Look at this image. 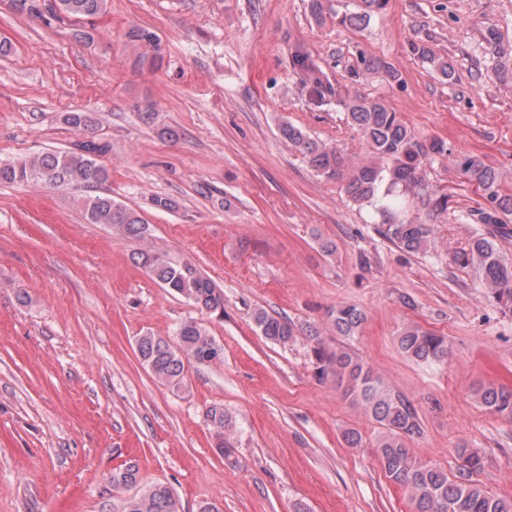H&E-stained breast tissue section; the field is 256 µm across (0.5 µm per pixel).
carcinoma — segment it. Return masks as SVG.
<instances>
[{
	"label": "carcinoma",
	"mask_w": 512,
	"mask_h": 512,
	"mask_svg": "<svg viewBox=\"0 0 512 512\" xmlns=\"http://www.w3.org/2000/svg\"><path fill=\"white\" fill-rule=\"evenodd\" d=\"M360 10L345 13L341 25H361L380 12L388 0H359ZM108 0H55L58 12L72 17L94 16L107 10ZM491 50L506 60L512 49L504 46L494 29L486 37ZM414 54L424 58L442 77L448 79L452 66L448 60L432 54L422 42L411 44ZM289 65L307 89L309 100L317 107L332 103L346 111L348 124L371 148L373 160L355 167L348 166L345 154L336 145L320 143L300 128L285 123L281 135L288 146L298 150L308 164L321 176L342 182L347 197L357 203L379 202L384 236L406 253H420L430 243L429 225L412 217L406 207L407 198L418 199L432 215L448 211V195L433 190L426 180L425 166L451 150L436 137L415 134L382 99L361 95L344 97L339 85L316 66L308 48L295 45L289 54ZM366 74H380L387 81L398 80V72L387 62L372 54H359L358 66L349 72L350 79ZM65 121L78 129L85 140L65 151L36 153L18 160H0V183L32 184L48 188H67L78 192L75 202L90 224H102L112 232L131 240L144 241L151 236L148 222L134 209L107 194L84 196L85 188L106 184L110 175L98 157L109 151V145L93 139L97 121L88 112H70ZM458 174L478 184L485 192L486 205L478 211L482 224H498L501 233H508L502 215L512 214V198L495 189L491 168L476 156L455 161ZM137 264L161 287L180 295L206 313L224 312V294L215 283L188 263L175 261L167 254L145 246L136 252ZM461 264L475 270L486 295L500 307L512 310V263L500 254L494 241L475 239L469 251L458 257ZM336 334L353 339L366 320L365 312L355 305L342 303L329 313ZM256 328L267 340L286 346L295 338V325L287 318L274 316L264 309L253 314ZM171 342L161 336L145 333L136 340V350L143 365L160 383L180 388L184 383L185 362H206L214 340L194 320L184 321ZM312 351L322 376L333 375L344 397L361 406L366 416L382 428L377 441V456L386 478L407 490L413 512H512V500L490 494L476 479L484 466L482 454L475 448L457 449L458 459L453 477L443 468L417 459L406 440L421 434V422L412 404L391 392L383 380L361 359L346 348L331 350L310 332ZM400 352L416 362H440L448 356L445 337L432 334L417 325L405 326L398 336ZM477 401L489 412L512 420V387L481 385L475 391ZM217 438V448L225 451L229 441L224 435L231 429V419L221 406H212L206 413ZM140 482L138 471L130 466L112 474V486L132 489ZM112 512H180L172 490L156 483L142 492L117 499Z\"/></svg>",
	"instance_id": "obj_1"
}]
</instances>
